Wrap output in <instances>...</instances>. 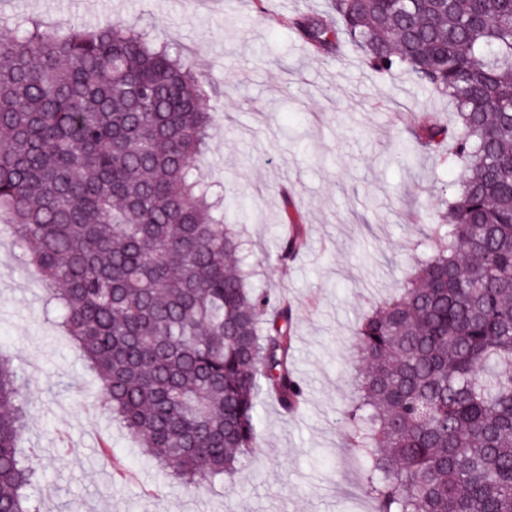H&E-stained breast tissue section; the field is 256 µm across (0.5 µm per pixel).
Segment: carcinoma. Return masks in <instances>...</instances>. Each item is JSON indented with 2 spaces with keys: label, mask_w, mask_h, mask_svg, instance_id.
<instances>
[{
  "label": "carcinoma",
  "mask_w": 512,
  "mask_h": 512,
  "mask_svg": "<svg viewBox=\"0 0 512 512\" xmlns=\"http://www.w3.org/2000/svg\"><path fill=\"white\" fill-rule=\"evenodd\" d=\"M292 18L315 51L347 44L455 108L405 150L460 171L439 245L355 330L345 416L373 512H512V0H330ZM214 91L182 49L112 21L17 22L0 38V215L91 364L101 411L142 457L201 488L257 445L256 399L294 406V310L251 287L224 196L194 164ZM303 244L284 240L286 263ZM24 385L0 355V512H41L22 452Z\"/></svg>",
  "instance_id": "obj_1"
}]
</instances>
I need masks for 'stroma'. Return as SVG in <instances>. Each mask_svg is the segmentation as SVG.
<instances>
[{
	"mask_svg": "<svg viewBox=\"0 0 512 512\" xmlns=\"http://www.w3.org/2000/svg\"><path fill=\"white\" fill-rule=\"evenodd\" d=\"M328 0H0V35L13 19L95 27L148 26L181 45L217 87L208 104L215 135L197 167L243 205L240 230L252 283L275 289L295 314L290 363L303 388L295 414L261 394L257 446L238 473L192 493L144 461L102 414L79 353L45 312L43 284L0 229V350L27 379V439L42 449V512H371L357 487L343 410L363 368L353 328L381 299L398 295L432 247L444 190L456 169L424 151L397 159L413 118H454L447 99L404 75H380L353 48L316 54L287 24H333ZM295 206L305 246L277 259ZM73 454L54 453L58 433ZM110 436L130 478L114 480L96 450Z\"/></svg>",
	"mask_w": 512,
	"mask_h": 512,
	"instance_id": "35a3bbf8",
	"label": "stroma"
}]
</instances>
